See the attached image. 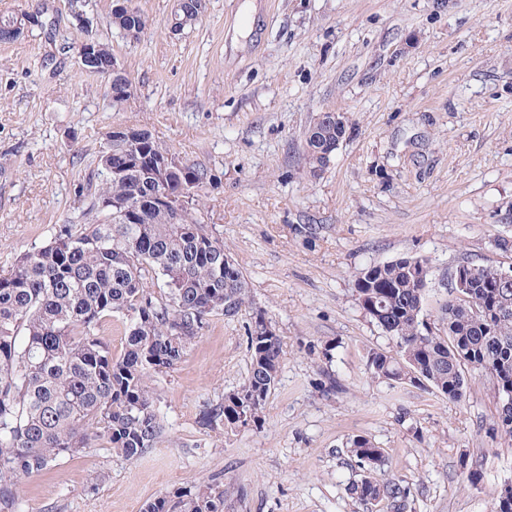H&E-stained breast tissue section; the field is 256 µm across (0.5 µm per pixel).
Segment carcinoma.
Wrapping results in <instances>:
<instances>
[{
    "mask_svg": "<svg viewBox=\"0 0 512 512\" xmlns=\"http://www.w3.org/2000/svg\"><path fill=\"white\" fill-rule=\"evenodd\" d=\"M111 21L123 33L149 26L140 10L132 16L114 9ZM347 131L348 122L331 120L307 130L303 158L309 167L322 163L321 148L344 140ZM128 159L118 142L101 151L95 218L77 230L60 225L48 243L0 270V512H18L23 477L98 440L127 459L153 447L162 426L151 379L183 360L212 317H235L250 302L245 275L235 263L224 264V245L198 223V199H191L187 221L151 201L160 190L178 197L186 187L197 188L206 174L185 165L180 176L160 183L144 161L126 165L120 177L109 172ZM134 196L141 199L136 219L113 222L115 204ZM425 268L430 262L424 257H402L355 275L363 313L394 342L389 351H368L372 378L391 388L429 387L459 401L467 373L477 371L498 399L501 430L512 438V281L481 264L469 280L451 281L441 305L442 336L425 320L431 277ZM155 279L163 285L158 297L148 286ZM115 313L129 320L118 357L104 338ZM267 322L262 311L253 313L248 377L207 409L205 428L227 433L246 422L263 426L283 361L280 337ZM348 452L368 471L353 486L358 498L406 512L411 488L373 477L384 462L381 449L357 435ZM144 512H224V483L178 488ZM492 512H512L511 485L500 490Z\"/></svg>",
    "mask_w": 512,
    "mask_h": 512,
    "instance_id": "cac0c4a2",
    "label": "carcinoma"
}]
</instances>
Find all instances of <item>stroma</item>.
I'll list each match as a JSON object with an SVG mask.
<instances>
[{
  "label": "stroma",
  "instance_id": "35a3bbf8",
  "mask_svg": "<svg viewBox=\"0 0 512 512\" xmlns=\"http://www.w3.org/2000/svg\"><path fill=\"white\" fill-rule=\"evenodd\" d=\"M134 4L151 22L137 40L112 27L116 0L86 8L134 80L115 107L78 64L67 0H0V14L42 15L0 42V268L84 223L106 133L144 129L206 171L199 218L246 275L283 362L261 427L204 428L250 369L248 312L212 317L153 381L155 446L61 459L22 479L19 512H143L214 479L225 512H387L352 489L356 435L382 449L378 479L411 487L412 512H490L512 485L497 398L476 373L458 402L373 381L367 352L391 342L362 312L354 276L428 258L435 325L458 264L512 267V248L497 245L512 240V0H204L201 23L175 35L173 0ZM324 111L352 128L315 174L304 135Z\"/></svg>",
  "mask_w": 512,
  "mask_h": 512
}]
</instances>
